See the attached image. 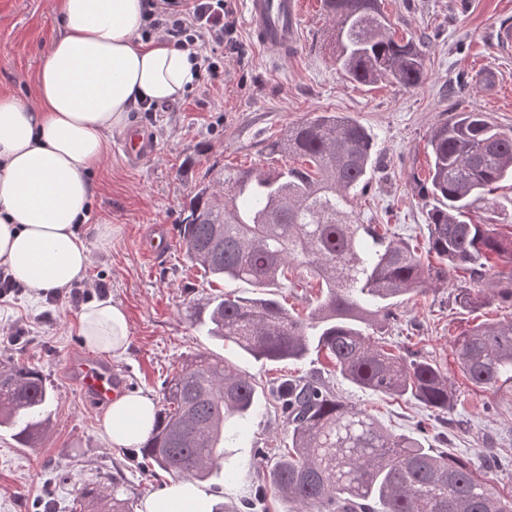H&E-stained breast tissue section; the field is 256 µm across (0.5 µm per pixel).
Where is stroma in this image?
<instances>
[{"instance_id": "stroma-1", "label": "stroma", "mask_w": 512, "mask_h": 512, "mask_svg": "<svg viewBox=\"0 0 512 512\" xmlns=\"http://www.w3.org/2000/svg\"><path fill=\"white\" fill-rule=\"evenodd\" d=\"M234 26L224 50V75L198 77L184 96L154 112H134L131 123L147 127L155 141L152 157L127 165L113 131L109 152L89 175L93 197L86 235L92 263L78 291L110 297L129 324L126 354L112 359L136 394L160 401L164 377L191 355L209 352L257 382L315 375L342 402L374 414L398 434L419 439L484 470L502 494L512 493V404L500 393L471 385L459 372L451 345L478 323L512 319V305L498 296L503 283L490 274L476 282L484 306L462 309L449 283L431 282L426 294L405 298L400 319L385 332L388 343L418 350L447 371L457 402L449 411L413 399L393 400L363 390L336 372L325 354L301 361L262 363L192 326L188 311L207 302L221 286L208 282L184 258L178 243L154 256L142 252L151 225L182 224V204L205 171L264 164L266 144L283 129L316 112H341L361 123L375 141L373 167L352 206L363 224H386L400 237L425 242V211L418 183L430 162L427 135L456 111L488 114L501 130H512V53L495 41L500 26L512 25V0H382L397 38L423 43L427 55L419 87L384 80L374 85L348 81L327 43L331 23L322 0H305L301 43L288 58L269 62L246 24L244 0H227ZM60 28L56 0H0V93L31 103L36 99L42 57ZM496 70L503 91L490 95L477 79ZM108 224L112 238L100 244L94 227ZM105 291H97L96 283ZM80 307L69 292L34 298L28 289L0 300V361L38 369L53 389L50 425L39 447L20 446L0 431V512H71L81 484L112 477L133 503L169 483L168 474L135 465L139 451L111 446L102 426L103 409H91L67 372L68 357L87 353L78 334ZM242 447L227 449L221 476L205 481L214 502L235 512H283L274 496L258 497L256 450L273 451L288 441L279 411L266 407L244 425ZM504 463L486 467L489 454Z\"/></svg>"}]
</instances>
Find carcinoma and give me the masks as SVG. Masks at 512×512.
Segmentation results:
<instances>
[{"label":"carcinoma","mask_w":512,"mask_h":512,"mask_svg":"<svg viewBox=\"0 0 512 512\" xmlns=\"http://www.w3.org/2000/svg\"><path fill=\"white\" fill-rule=\"evenodd\" d=\"M336 62L362 85L392 80L409 88L424 75L423 45L390 31L379 0H323ZM431 164L419 194L427 227L424 262L404 238L360 224L351 199L372 164L374 140L352 118L318 112L266 146L267 166L208 173L186 203L179 244L211 282L241 281L258 292L221 291L192 308L191 323L257 361H299L324 352L339 374L368 391L449 410L448 374L408 348L375 337L407 295L459 269L471 281L490 271L509 281L512 234L467 218L472 204L512 178V134L484 112H454L431 128ZM301 158L306 166L281 165ZM295 266L322 295L306 316L276 298ZM455 303L474 308L480 293L461 285ZM459 370L475 387L499 392L512 383V320L477 324L452 343ZM161 408L141 457L171 477L203 482L220 467L224 447L244 440L242 423L259 409L257 382L222 357L201 352L161 383ZM269 397L288 426L277 460L261 465L267 491L289 512H512L505 497L467 462L417 439L394 434L367 410L348 405L316 377L271 384ZM51 388L23 364L0 368V428L28 448L49 425ZM79 512H132L117 485L77 490Z\"/></svg>","instance_id":"1"}]
</instances>
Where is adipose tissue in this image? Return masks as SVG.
Returning a JSON list of instances; mask_svg holds the SVG:
<instances>
[{"mask_svg": "<svg viewBox=\"0 0 512 512\" xmlns=\"http://www.w3.org/2000/svg\"><path fill=\"white\" fill-rule=\"evenodd\" d=\"M57 2L61 31L40 63L36 102L0 94V264L17 283L46 292L70 288L91 264L77 227L112 131L142 102L181 99L197 77L189 51L160 37L138 40L144 0ZM79 334L108 357L129 346L126 314L108 298L82 307ZM155 414L148 396L113 398L103 418L108 443L140 447ZM209 503L198 485L176 482L148 495L141 512H209Z\"/></svg>", "mask_w": 512, "mask_h": 512, "instance_id": "adipose-tissue-1", "label": "adipose tissue"}]
</instances>
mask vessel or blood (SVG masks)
I'll return each mask as SVG.
<instances>
[{"label": "vessel or blood", "instance_id": "vessel-or-blood-1", "mask_svg": "<svg viewBox=\"0 0 512 512\" xmlns=\"http://www.w3.org/2000/svg\"><path fill=\"white\" fill-rule=\"evenodd\" d=\"M245 6L250 34L265 54L272 59L287 57L298 43L303 0H245ZM154 149L152 139L141 129L131 131L121 143L123 155L131 165L139 164ZM69 369L84 397L99 406L127 386L121 372L92 357L70 361Z\"/></svg>", "mask_w": 512, "mask_h": 512}]
</instances>
